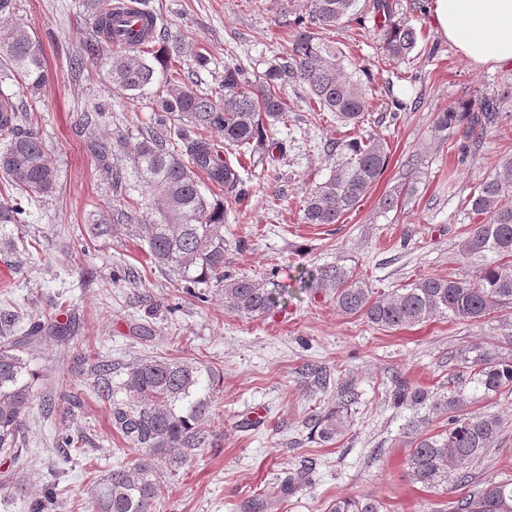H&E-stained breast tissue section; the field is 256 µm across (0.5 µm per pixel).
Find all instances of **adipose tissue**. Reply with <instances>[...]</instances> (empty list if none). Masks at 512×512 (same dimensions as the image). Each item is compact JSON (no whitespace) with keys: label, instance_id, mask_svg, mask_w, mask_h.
I'll return each instance as SVG.
<instances>
[{"label":"adipose tissue","instance_id":"ef3b65f1","mask_svg":"<svg viewBox=\"0 0 512 512\" xmlns=\"http://www.w3.org/2000/svg\"><path fill=\"white\" fill-rule=\"evenodd\" d=\"M432 21L473 66H512V0H433Z\"/></svg>","mask_w":512,"mask_h":512}]
</instances>
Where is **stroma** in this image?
Masks as SVG:
<instances>
[{
    "label": "stroma",
    "mask_w": 512,
    "mask_h": 512,
    "mask_svg": "<svg viewBox=\"0 0 512 512\" xmlns=\"http://www.w3.org/2000/svg\"><path fill=\"white\" fill-rule=\"evenodd\" d=\"M430 0H399V16L417 31L408 61L385 60L373 22H349L333 39L373 92L364 133L386 139V170L338 224H304V191L324 180L333 165L323 145L353 136L330 113L309 111L306 91L287 85L290 110L280 125L286 152L276 161L243 156L251 187L247 204L224 210V268L263 279L284 290L278 307L251 320L225 313L218 295L200 303L183 293L179 278L152 264L143 222L158 219L154 199L137 180L133 147L150 125V96L127 100L113 91L95 64L74 73L69 55L86 28L84 0H27L22 21L41 42L49 79L38 104L39 136L57 171V189L27 206L23 224L0 225V341L20 337L49 314L74 322L69 343L47 341L22 348L35 371L34 400L25 415L18 458L0 456V481L11 494L0 512H28L45 485L57 484V512H92L91 488L102 471L126 464L124 440L112 409H131L128 368L142 358L172 356L216 369L220 382L212 404L211 443L178 472H162L154 512H244L264 487L303 467L309 483L270 512H325L331 500L374 494L384 512H443L463 494L456 484L428 489L406 473L407 450L399 439L407 411L385 400L393 381L436 389L456 373L452 351L481 345L499 350L512 334V308L471 324L450 319L398 330L372 327L344 316L335 303L303 279L305 272L338 264L389 294L424 275L472 274L458 246L472 228L466 200L501 157L512 154V101L486 130L479 150L458 164L452 143L463 129L440 135L438 112L468 107L499 89L512 88L511 68H475L438 33ZM178 38L183 70L205 53L209 70L198 73L202 91L220 98L226 64L244 62L264 71L290 33V15L306 14L309 0H150ZM406 111L391 115L390 97ZM104 106L95 130L111 141L112 162L124 169L122 193L86 149L77 125L81 111ZM396 197L394 208L383 201ZM142 202L136 220L113 224L96 236L99 215ZM111 366V399L101 398L91 366ZM325 368L331 382L318 390L307 365ZM355 399L348 431L331 442L307 440L305 424L335 402L338 382ZM478 412L504 419L502 449H490L469 470L478 479L512 475V393L474 403ZM82 435L83 452L66 460L57 438Z\"/></svg>",
    "instance_id": "stroma-1"
}]
</instances>
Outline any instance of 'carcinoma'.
<instances>
[{"mask_svg":"<svg viewBox=\"0 0 512 512\" xmlns=\"http://www.w3.org/2000/svg\"><path fill=\"white\" fill-rule=\"evenodd\" d=\"M134 0L131 11L146 20L145 29L129 40L115 38L112 0H87L92 30L83 53L72 60L77 72L93 61L104 69L112 87L129 98L156 87L152 111L154 126L142 135L134 150L136 173L156 195L159 221L145 225L148 252L154 264L175 272L183 291L203 302L199 284L220 286L224 311L258 319L280 302L277 289L261 279L224 273V203L209 199L197 173L208 176L224 198L241 202L249 185L232 160L250 152L284 150L274 126L288 112L283 86L292 80L303 85L315 112H332L344 125L358 126L372 107L367 85L344 69L345 55L330 34L366 11L373 16L385 59L400 65L417 45L415 28L398 18L393 0H310L308 17L288 21L292 39L280 62L257 75L250 66H224V98L216 102L196 89L188 78L167 69L170 58L164 45L172 32L153 11ZM17 82L33 99L48 80L39 40L20 22L0 39V79ZM512 98L504 91L483 100L478 109H447L436 115L439 133L465 128L479 142L486 129L499 120L500 102ZM215 130L224 138V153L203 137ZM115 186L125 177L112 166V144L87 141ZM327 156L336 157L329 176L308 188L302 199L304 224H337L369 193L387 167L385 142L372 135L327 144ZM0 176L18 196L0 203V224H23L25 200L56 190V170L48 159L29 110L20 111L14 96L0 91ZM470 211L482 216L460 244V256L474 264L467 277L426 275L390 296L373 288L337 264L317 270L319 292L336 303L345 315L361 316L372 326L397 330L442 317L477 322L498 309L512 308V156L500 159L468 196ZM47 336L67 342L70 334L59 322L39 324L23 336L35 346ZM17 342L0 343V453L18 456L24 442V417L32 404L34 374L15 353ZM461 371L435 390L396 382L387 398L397 409L411 412L401 427L409 448L407 474L426 488L456 481L472 483L468 495L448 502V512H512V477L472 481L469 465L493 447L503 427L500 415L468 410L470 403L503 394L512 388V356L482 346L457 353ZM216 373L196 361L172 357L144 359L128 371L126 386L140 399L137 409L113 410V424L130 444L131 463L106 471L96 481L94 512H152L162 465L178 469L210 441V410ZM352 388L336 385V406L310 420L311 435L330 442L349 430L348 405ZM444 417L448 427L428 431L433 420ZM308 479L301 471L254 496L245 512H266L272 503ZM327 512H383L382 503L369 493L341 496Z\"/></svg>","mask_w":512,"mask_h":512,"instance_id":"obj_1","label":"carcinoma"}]
</instances>
